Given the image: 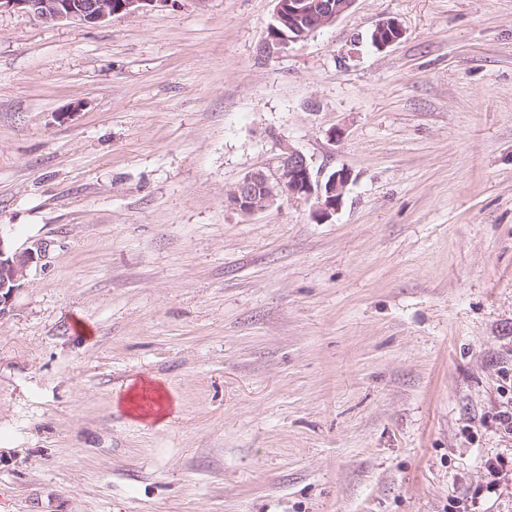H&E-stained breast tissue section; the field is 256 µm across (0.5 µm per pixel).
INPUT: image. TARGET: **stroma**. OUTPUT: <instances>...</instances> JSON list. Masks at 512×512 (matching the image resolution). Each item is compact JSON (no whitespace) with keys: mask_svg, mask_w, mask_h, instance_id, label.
<instances>
[{"mask_svg":"<svg viewBox=\"0 0 512 512\" xmlns=\"http://www.w3.org/2000/svg\"><path fill=\"white\" fill-rule=\"evenodd\" d=\"M274 7L0 11V512H512V0ZM288 147L331 219L229 206ZM286 0H275V19L288 26V30L280 22L272 20L269 26V36L283 38L282 31L288 37L285 40H273L276 46H287L290 41L297 42L307 38L313 32L336 22L348 12L356 0H288V6L283 8ZM294 32L296 37L288 32ZM270 38V39H272ZM34 259L33 250H13L0 237V319L10 313L15 294Z\"/></svg>","mask_w":512,"mask_h":512,"instance_id":"obj_1","label":"stroma"}]
</instances>
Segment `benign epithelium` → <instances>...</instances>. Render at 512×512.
Wrapping results in <instances>:
<instances>
[{"mask_svg": "<svg viewBox=\"0 0 512 512\" xmlns=\"http://www.w3.org/2000/svg\"><path fill=\"white\" fill-rule=\"evenodd\" d=\"M179 0H0L3 9L24 12L41 22L75 21L99 25L112 18L147 10L173 7ZM356 0H275V19L296 33L274 45L286 46L307 38L313 32L336 22L348 12ZM384 34L377 41L384 49L396 43L403 30L394 19L376 24L374 35ZM352 180L348 169L326 172L314 169L307 157L289 148L278 158L276 168L246 174L227 195V202L237 211L251 215L273 206L280 196L304 204H312L313 217L320 221L331 218L342 204L346 187ZM35 259L31 249L20 251L0 236V319L7 316L16 292Z\"/></svg>", "mask_w": 512, "mask_h": 512, "instance_id": "7a95c632", "label": "benign epithelium"}]
</instances>
